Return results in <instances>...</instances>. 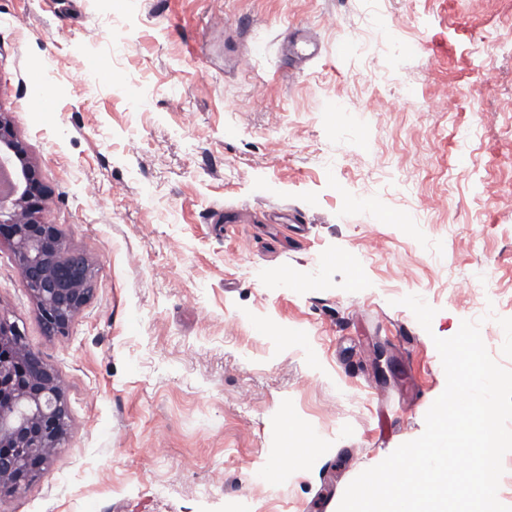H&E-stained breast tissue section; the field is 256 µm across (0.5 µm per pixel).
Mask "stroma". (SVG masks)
<instances>
[{
	"mask_svg": "<svg viewBox=\"0 0 512 512\" xmlns=\"http://www.w3.org/2000/svg\"><path fill=\"white\" fill-rule=\"evenodd\" d=\"M0 111L96 263L49 336L0 249L70 409L0 512H337L423 433L434 337L480 321L512 369V0H0ZM283 417L313 450L288 470ZM281 49L283 52H288L289 59L296 57L309 61L319 54L317 45L308 39L305 30L302 29H296L288 37H285Z\"/></svg>",
	"mask_w": 512,
	"mask_h": 512,
	"instance_id": "35a3bbf8",
	"label": "stroma"
}]
</instances>
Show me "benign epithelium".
I'll return each instance as SVG.
<instances>
[{
    "label": "benign epithelium",
    "instance_id": "7a95c632",
    "mask_svg": "<svg viewBox=\"0 0 512 512\" xmlns=\"http://www.w3.org/2000/svg\"><path fill=\"white\" fill-rule=\"evenodd\" d=\"M4 157L17 167L18 179L11 193H0V246L10 250L45 333L64 336L91 299L95 264L71 250L59 226L45 220L47 187L1 112ZM69 420L61 376L15 323L0 316V492L23 491L61 452Z\"/></svg>",
    "mask_w": 512,
    "mask_h": 512
}]
</instances>
